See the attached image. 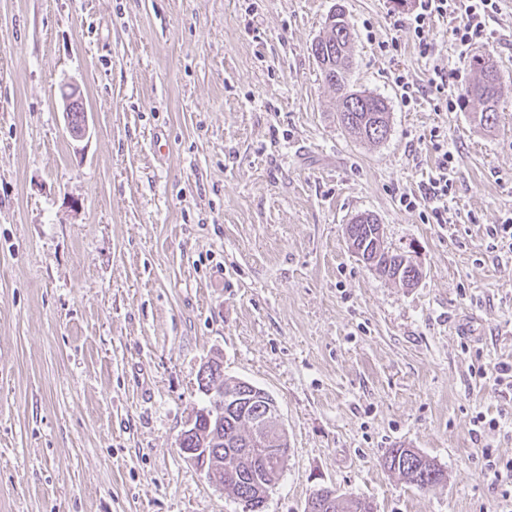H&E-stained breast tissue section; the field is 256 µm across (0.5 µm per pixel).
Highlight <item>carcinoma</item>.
<instances>
[{
	"label": "carcinoma",
	"instance_id": "carcinoma-1",
	"mask_svg": "<svg viewBox=\"0 0 512 512\" xmlns=\"http://www.w3.org/2000/svg\"><path fill=\"white\" fill-rule=\"evenodd\" d=\"M327 31L312 43L311 51L326 84L340 97L339 120L361 140L379 143L389 130V106L385 98L353 89L348 80L351 65V32L341 8L334 9L325 21ZM478 79L460 94L462 107L476 101L479 123L492 128L497 124V105L501 82L497 66L488 57L476 56L469 62ZM378 224H348L357 248L367 255L370 266L382 277L411 286L420 279V271L403 254L380 248ZM195 432L184 435L183 448H198L211 434L217 441L208 443L215 458L224 463L221 475L224 489L235 496L248 512H265L268 491L276 479L270 460L256 453L251 431L241 420L240 412L225 411L220 422L207 423L204 416L195 418ZM385 469L398 474L406 484L427 490L447 481V474L435 461H422L404 448H390L382 458ZM325 512H370L367 500L358 496L335 495Z\"/></svg>",
	"mask_w": 512,
	"mask_h": 512
}]
</instances>
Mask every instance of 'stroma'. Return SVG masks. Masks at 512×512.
I'll list each match as a JSON object with an SVG mask.
<instances>
[{"label": "stroma", "instance_id": "obj_1", "mask_svg": "<svg viewBox=\"0 0 512 512\" xmlns=\"http://www.w3.org/2000/svg\"><path fill=\"white\" fill-rule=\"evenodd\" d=\"M349 81L390 131L356 139L311 47L335 5ZM417 0H0V512H242L191 465L198 374L267 391L288 460L265 512L327 485L377 512H512V0L491 37L425 31ZM500 69L495 127L401 101L397 71L459 93L473 55ZM80 86L73 142L60 99ZM454 155L448 221L405 208ZM361 213L421 269L410 287L351 251ZM498 421L482 437L476 415ZM414 448L448 474L418 490L382 466ZM61 98L63 101V117L65 127L69 135L75 141H82L91 134V128L88 121V109L84 96L78 86L67 84L61 89ZM73 112H83L85 121L75 125L71 122Z\"/></svg>", "mask_w": 512, "mask_h": 512}]
</instances>
